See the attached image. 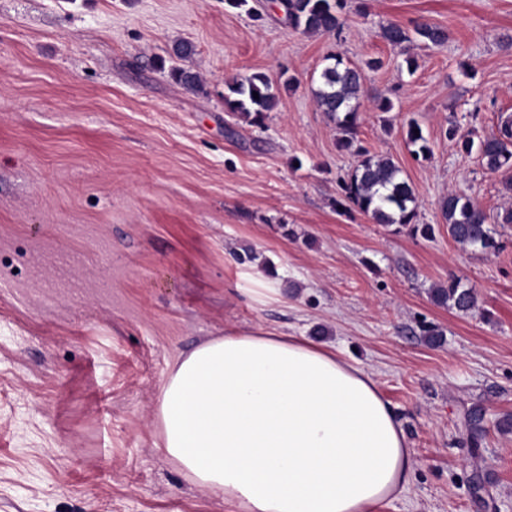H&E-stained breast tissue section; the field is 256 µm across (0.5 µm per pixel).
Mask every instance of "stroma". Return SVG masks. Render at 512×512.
<instances>
[{
    "mask_svg": "<svg viewBox=\"0 0 512 512\" xmlns=\"http://www.w3.org/2000/svg\"><path fill=\"white\" fill-rule=\"evenodd\" d=\"M340 18L323 35L278 0H0V512H236L159 451L157 407L179 357L255 326L342 351L396 409L414 471L376 512H512V224L483 253L440 210L451 192L512 207L446 135L512 118V0H345ZM419 22L447 40L381 36ZM330 55L364 68L356 143L399 166L432 237L344 199L358 157L313 94ZM253 73L282 87L259 123L224 104ZM452 276L475 311L432 302Z\"/></svg>",
    "mask_w": 512,
    "mask_h": 512,
    "instance_id": "obj_1",
    "label": "stroma"
}]
</instances>
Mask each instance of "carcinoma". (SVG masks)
<instances>
[{"label":"carcinoma","mask_w":512,"mask_h":512,"mask_svg":"<svg viewBox=\"0 0 512 512\" xmlns=\"http://www.w3.org/2000/svg\"><path fill=\"white\" fill-rule=\"evenodd\" d=\"M342 0H281L288 23L304 33L331 34L341 26L337 8ZM423 40L442 44L446 36L442 30L428 23H420L414 28ZM383 38L401 45L410 41L409 32L398 26L389 25L383 29ZM365 76L362 70L352 64L334 58V64L326 67L321 74V82L314 90L319 109L336 124L341 133L337 145L341 150L354 147L360 93ZM230 95L224 97V104L232 112L254 115L262 119L263 114L274 109L279 99V89L268 78L253 73L228 82ZM258 96H253V93ZM421 130L412 120L407 124L408 142L417 147L415 155L428 157L430 149L424 136L416 135ZM451 139H458L462 149L470 153L477 150L481 164L490 172L512 173V150L508 148L512 140V120L502 122L499 135L489 136L475 144L451 126L446 131ZM360 156L358 165L348 181L342 184L345 198L363 214L378 224H410L416 217L413 190L401 177V170L390 159L372 155L361 147L356 149ZM441 212L448 226V236L455 242L470 248L492 252L498 244L492 235L491 225L512 224V208L490 214L471 201L470 198L450 193L443 198ZM433 302L438 306L450 307L462 314L476 308V296L471 288L461 284L460 279L450 278L448 284L440 285L431 292ZM466 425L471 434L470 444L478 447V436L484 432V412L480 407L467 410Z\"/></svg>","instance_id":"carcinoma-1"}]
</instances>
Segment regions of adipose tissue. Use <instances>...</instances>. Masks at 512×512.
Segmentation results:
<instances>
[{
  "mask_svg": "<svg viewBox=\"0 0 512 512\" xmlns=\"http://www.w3.org/2000/svg\"><path fill=\"white\" fill-rule=\"evenodd\" d=\"M157 416L162 451L240 512H370L413 474L398 415L368 371L260 326L180 357Z\"/></svg>",
  "mask_w": 512,
  "mask_h": 512,
  "instance_id": "ef3b65f1",
  "label": "adipose tissue"
}]
</instances>
